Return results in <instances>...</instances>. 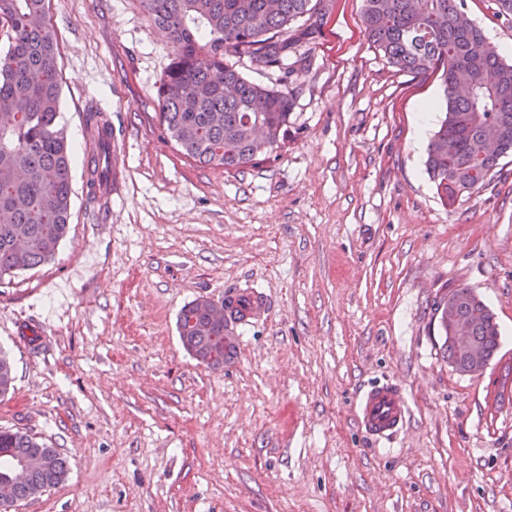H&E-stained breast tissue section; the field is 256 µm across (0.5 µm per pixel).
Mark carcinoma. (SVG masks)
<instances>
[{
	"label": "carcinoma",
	"instance_id": "carcinoma-1",
	"mask_svg": "<svg viewBox=\"0 0 512 512\" xmlns=\"http://www.w3.org/2000/svg\"><path fill=\"white\" fill-rule=\"evenodd\" d=\"M153 23L167 32L175 58L157 87L167 138L204 165L238 170L277 156L287 138L292 98L288 86L269 88L224 63L244 53L290 78L291 25L315 13L312 0H140ZM48 0H0L8 47L0 51V283L54 259L71 217L72 150L59 126L61 84L57 44L46 23ZM461 0H364L369 41L398 71L440 74L445 111L427 148L426 171L452 202L483 183L501 157L512 154V62L486 44L482 29L458 22ZM111 129L102 113H86L96 150L88 185L112 182ZM498 150L488 155V138ZM459 316L480 317L475 335L487 358L499 348L492 313L469 287L451 290ZM201 297L178 317L184 349L207 367L224 365L226 326L208 316ZM14 366L0 352V397L14 389ZM19 463L28 479H7ZM67 459L19 431L0 429V506H12L66 481Z\"/></svg>",
	"mask_w": 512,
	"mask_h": 512
}]
</instances>
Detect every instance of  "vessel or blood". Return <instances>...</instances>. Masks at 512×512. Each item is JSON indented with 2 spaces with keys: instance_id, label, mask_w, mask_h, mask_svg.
Segmentation results:
<instances>
[{
  "instance_id": "b4317fda",
  "label": "vessel or blood",
  "mask_w": 512,
  "mask_h": 512,
  "mask_svg": "<svg viewBox=\"0 0 512 512\" xmlns=\"http://www.w3.org/2000/svg\"><path fill=\"white\" fill-rule=\"evenodd\" d=\"M267 310L266 296L256 289L239 288L225 296L224 312L231 315L235 325L260 320ZM355 416L360 429L376 445L401 432L410 417V408L401 386L378 382L358 394Z\"/></svg>"
}]
</instances>
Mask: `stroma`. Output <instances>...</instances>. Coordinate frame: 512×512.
<instances>
[{
  "instance_id": "1",
  "label": "stroma",
  "mask_w": 512,
  "mask_h": 512,
  "mask_svg": "<svg viewBox=\"0 0 512 512\" xmlns=\"http://www.w3.org/2000/svg\"><path fill=\"white\" fill-rule=\"evenodd\" d=\"M463 3L512 61V16ZM363 8L322 0L291 79L225 54L293 99L276 160L227 171L168 140L156 88L173 47L139 0H50L77 154L71 224L50 263L0 284L15 371L0 428L55 448L70 471L8 512H512V156L444 203L425 170L444 87L390 66ZM92 108L112 123L116 174L95 203ZM247 282L267 318L230 363L199 364L181 308ZM458 286L501 331L478 376L441 349L436 304ZM35 327L36 347L22 338ZM376 381L410 405L390 445L355 420L357 392Z\"/></svg>"
}]
</instances>
